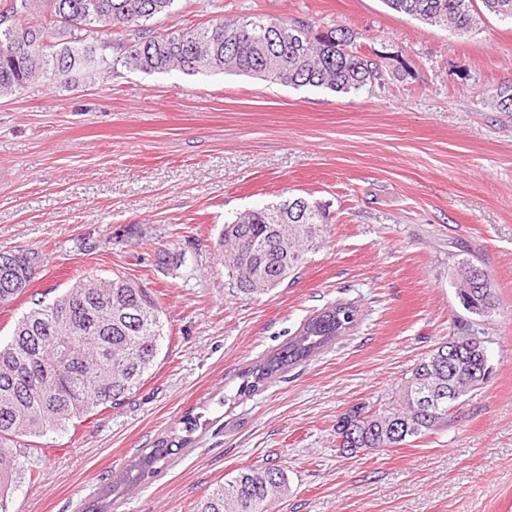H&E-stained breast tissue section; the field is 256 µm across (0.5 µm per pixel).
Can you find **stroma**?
<instances>
[{
  "mask_svg": "<svg viewBox=\"0 0 512 512\" xmlns=\"http://www.w3.org/2000/svg\"><path fill=\"white\" fill-rule=\"evenodd\" d=\"M224 12L349 29L387 83L337 93L118 66L0 96V252L46 256L28 292L0 306V343L32 300L83 273L135 279L166 323L139 390L37 438L28 460L40 478L15 491V508L87 512L109 476L192 418L191 444L114 512H193L251 464L288 474L272 512H512V112L490 105L512 83V25L489 16L461 37L383 0H224ZM287 196L327 204L331 232L295 281L239 293L218 232ZM462 249L497 292L492 378L447 427L341 454L339 415L386 402L454 331ZM339 300L362 312L349 335L238 395L245 367Z\"/></svg>",
  "mask_w": 512,
  "mask_h": 512,
  "instance_id": "1",
  "label": "stroma"
}]
</instances>
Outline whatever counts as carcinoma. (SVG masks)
Listing matches in <instances>:
<instances>
[{
	"mask_svg": "<svg viewBox=\"0 0 512 512\" xmlns=\"http://www.w3.org/2000/svg\"><path fill=\"white\" fill-rule=\"evenodd\" d=\"M174 0H0V93L43 81L66 87L80 75L102 74L120 64L144 73H233L293 87L333 92L384 85L374 58L362 53L343 28L323 31L315 23L254 15L225 16L208 26L160 30L152 25L170 13ZM391 10L424 24L467 35L483 13L512 24V0H384ZM119 26L134 38L107 45L97 29ZM115 50L108 57L106 49ZM494 108L512 112V86L496 90ZM330 233L325 205L287 198L247 210L224 222L218 246L224 269L240 291L252 294L294 278ZM43 255L34 249L0 252V304L25 294ZM455 262V293L484 292L481 281ZM489 312L463 308L457 332L422 358L397 385L388 403L348 409L336 423L337 447L369 448L377 436L387 448L425 437L448 422V412L487 383L493 367L482 350L466 343L487 337ZM163 311L138 282L118 273L80 276L53 300H32L0 346V512H13V493L35 479L27 466L28 439L65 431L77 421L115 407L143 385L156 365L165 337ZM350 302L315 310L284 345L242 371L239 392L308 361L357 325ZM374 415H368V412ZM191 443L161 440L149 453L112 476L89 512H112L124 492L162 470V463ZM288 492V475L277 466H246L229 474L195 505L194 512H270Z\"/></svg>",
	"mask_w": 512,
	"mask_h": 512,
	"instance_id": "obj_1",
	"label": "carcinoma"
}]
</instances>
